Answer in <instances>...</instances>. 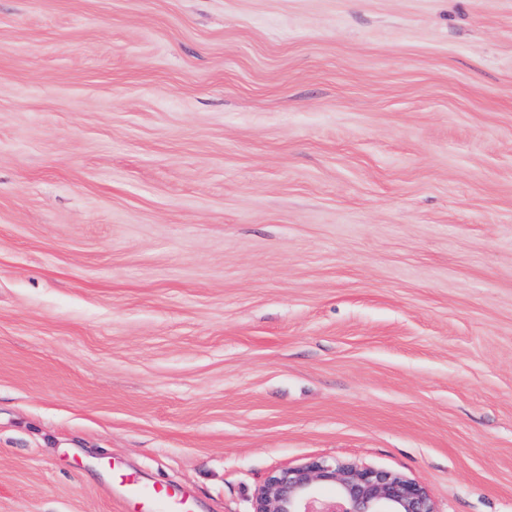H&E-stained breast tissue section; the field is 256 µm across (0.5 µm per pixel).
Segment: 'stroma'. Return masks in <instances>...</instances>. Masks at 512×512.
Segmentation results:
<instances>
[{
    "instance_id": "1",
    "label": "stroma",
    "mask_w": 512,
    "mask_h": 512,
    "mask_svg": "<svg viewBox=\"0 0 512 512\" xmlns=\"http://www.w3.org/2000/svg\"><path fill=\"white\" fill-rule=\"evenodd\" d=\"M106 457L512 512V0H0V512Z\"/></svg>"
}]
</instances>
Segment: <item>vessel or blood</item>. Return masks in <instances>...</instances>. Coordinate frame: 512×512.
<instances>
[{"mask_svg":"<svg viewBox=\"0 0 512 512\" xmlns=\"http://www.w3.org/2000/svg\"><path fill=\"white\" fill-rule=\"evenodd\" d=\"M106 470L120 491L111 498L114 512H194L192 496L177 486L145 483L136 472L109 462Z\"/></svg>","mask_w":512,"mask_h":512,"instance_id":"b4317fda","label":"vessel or blood"}]
</instances>
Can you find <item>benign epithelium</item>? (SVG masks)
<instances>
[{"instance_id": "obj_1", "label": "benign epithelium", "mask_w": 512, "mask_h": 512, "mask_svg": "<svg viewBox=\"0 0 512 512\" xmlns=\"http://www.w3.org/2000/svg\"><path fill=\"white\" fill-rule=\"evenodd\" d=\"M251 512H437L406 477L339 460L315 459L271 472Z\"/></svg>"}]
</instances>
